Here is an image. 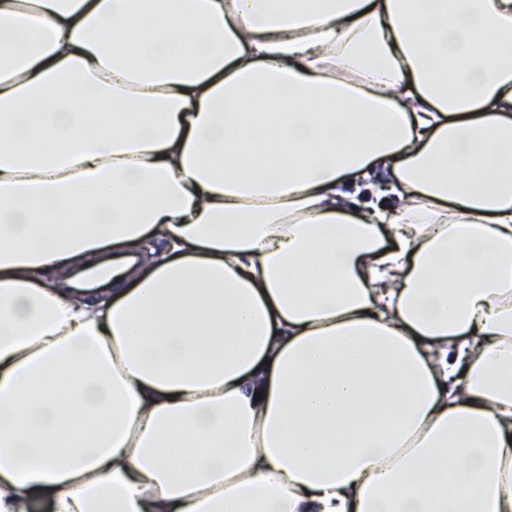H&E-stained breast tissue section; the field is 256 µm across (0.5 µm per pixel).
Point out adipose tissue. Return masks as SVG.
Returning a JSON list of instances; mask_svg holds the SVG:
<instances>
[{
	"mask_svg": "<svg viewBox=\"0 0 512 512\" xmlns=\"http://www.w3.org/2000/svg\"><path fill=\"white\" fill-rule=\"evenodd\" d=\"M41 502L512 512V0H0V512Z\"/></svg>",
	"mask_w": 512,
	"mask_h": 512,
	"instance_id": "1",
	"label": "adipose tissue"
}]
</instances>
